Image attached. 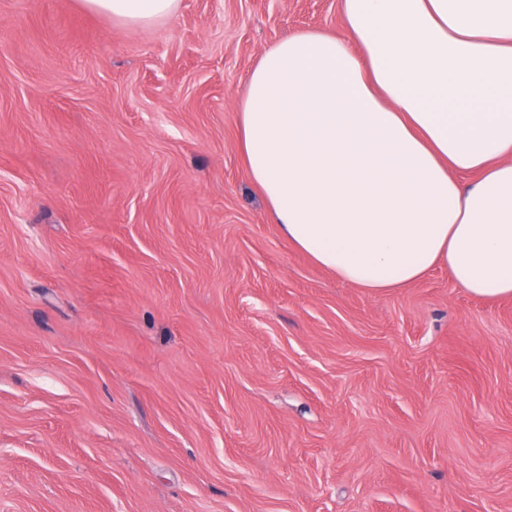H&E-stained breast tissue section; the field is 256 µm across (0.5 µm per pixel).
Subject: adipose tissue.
<instances>
[{
	"instance_id": "adipose-tissue-1",
	"label": "adipose tissue",
	"mask_w": 512,
	"mask_h": 512,
	"mask_svg": "<svg viewBox=\"0 0 512 512\" xmlns=\"http://www.w3.org/2000/svg\"><path fill=\"white\" fill-rule=\"evenodd\" d=\"M151 24L180 0H84ZM345 33L262 53L236 102L288 242L372 294L437 267L512 296V0H340Z\"/></svg>"
}]
</instances>
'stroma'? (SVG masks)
<instances>
[{"label":"stroma","instance_id":"obj_1","mask_svg":"<svg viewBox=\"0 0 512 512\" xmlns=\"http://www.w3.org/2000/svg\"><path fill=\"white\" fill-rule=\"evenodd\" d=\"M340 0H0V512H512V297L381 295L273 224L260 55ZM93 11L134 24H152L177 15L180 0H84Z\"/></svg>","mask_w":512,"mask_h":512}]
</instances>
